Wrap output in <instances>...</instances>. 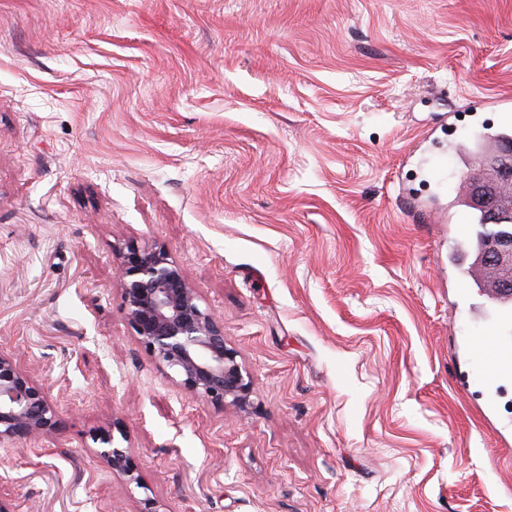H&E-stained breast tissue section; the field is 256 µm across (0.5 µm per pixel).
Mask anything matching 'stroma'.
<instances>
[{
    "instance_id": "1",
    "label": "stroma",
    "mask_w": 512,
    "mask_h": 512,
    "mask_svg": "<svg viewBox=\"0 0 512 512\" xmlns=\"http://www.w3.org/2000/svg\"><path fill=\"white\" fill-rule=\"evenodd\" d=\"M512 0H0V350L59 415L18 512H512V378L453 217ZM451 162L438 173L439 154ZM164 248L241 408L165 378L117 255ZM130 447L142 487L93 435ZM93 440L100 444L96 448L97 456L112 473L122 476L128 484L142 487L130 448L114 446L111 429L99 431Z\"/></svg>"
}]
</instances>
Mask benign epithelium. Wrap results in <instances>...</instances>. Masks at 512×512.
I'll list each match as a JSON object with an SVG mask.
<instances>
[{
  "label": "benign epithelium",
  "instance_id": "7a95c632",
  "mask_svg": "<svg viewBox=\"0 0 512 512\" xmlns=\"http://www.w3.org/2000/svg\"><path fill=\"white\" fill-rule=\"evenodd\" d=\"M488 175L467 181L470 204L484 208L503 200L493 222L501 232L487 241L478 271L501 291H512V151L496 147L479 155ZM119 281L125 317L140 344L158 365L174 374L186 392L211 402L249 403V377L237 353L224 340V324L200 303L182 268L163 248L127 245L118 253ZM57 426V411L49 394L14 355L0 350V447L20 440L49 437ZM97 456L129 484L141 487L128 447L116 446L112 432L94 436Z\"/></svg>",
  "mask_w": 512,
  "mask_h": 512
}]
</instances>
